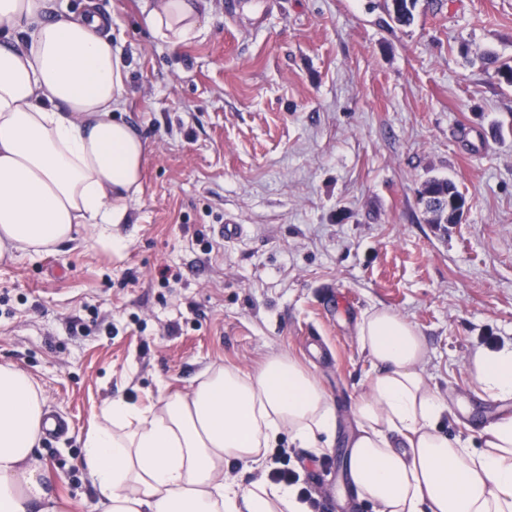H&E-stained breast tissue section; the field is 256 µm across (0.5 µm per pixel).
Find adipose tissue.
Returning a JSON list of instances; mask_svg holds the SVG:
<instances>
[{
    "instance_id": "obj_1",
    "label": "adipose tissue",
    "mask_w": 512,
    "mask_h": 512,
    "mask_svg": "<svg viewBox=\"0 0 512 512\" xmlns=\"http://www.w3.org/2000/svg\"><path fill=\"white\" fill-rule=\"evenodd\" d=\"M48 0H0V262L49 252L86 227L120 247L128 199L140 191L146 149L117 112L125 66L99 30L98 12L48 19ZM146 22L161 42L195 37L189 0H156ZM357 339L370 359L352 408L347 484L372 512H512V414L487 425L478 447L449 439L450 407L426 373V344L404 317L366 316ZM474 392L512 400V342L470 358ZM40 384L0 364V512H65L37 450L45 417ZM337 431L336 409L315 374L285 353L258 371L210 365L191 390L144 406L103 404L83 458L102 512H307L296 487L262 470L288 440L320 454ZM257 472L242 485L231 462Z\"/></svg>"
}]
</instances>
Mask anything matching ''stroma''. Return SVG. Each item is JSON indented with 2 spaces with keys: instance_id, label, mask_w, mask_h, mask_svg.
<instances>
[{
  "instance_id": "1",
  "label": "stroma",
  "mask_w": 512,
  "mask_h": 512,
  "mask_svg": "<svg viewBox=\"0 0 512 512\" xmlns=\"http://www.w3.org/2000/svg\"><path fill=\"white\" fill-rule=\"evenodd\" d=\"M126 64L118 112L146 144L120 249L87 231L0 264V363L31 374L70 421L39 457L70 512H100L83 440L102 404L185 392L211 364L310 367L336 407V444L304 448L319 512H370L338 493L350 407L370 367L357 325L392 310L418 330L451 394L448 436L477 438L498 406L469 391L479 346L512 341V0H260L198 35L150 33L154 0H98ZM466 197L433 224L427 179ZM418 0H391L387 5L389 18L399 26H408L414 20L413 10Z\"/></svg>"
}]
</instances>
